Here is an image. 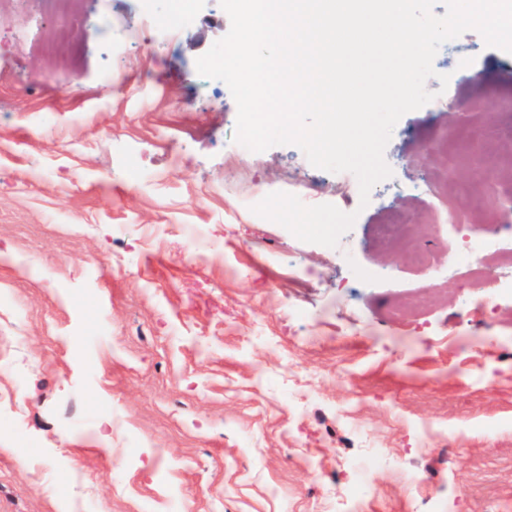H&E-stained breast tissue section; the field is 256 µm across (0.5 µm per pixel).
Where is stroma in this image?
I'll return each instance as SVG.
<instances>
[{"label": "stroma", "instance_id": "obj_1", "mask_svg": "<svg viewBox=\"0 0 512 512\" xmlns=\"http://www.w3.org/2000/svg\"><path fill=\"white\" fill-rule=\"evenodd\" d=\"M171 3L0 0V512H512V269L478 310L448 262L512 245L458 193L512 167L457 136L512 118V55L440 47L364 206L297 146L240 148L196 70L230 19L194 0L168 35ZM278 191L357 219L301 241L253 211Z\"/></svg>", "mask_w": 512, "mask_h": 512}]
</instances>
